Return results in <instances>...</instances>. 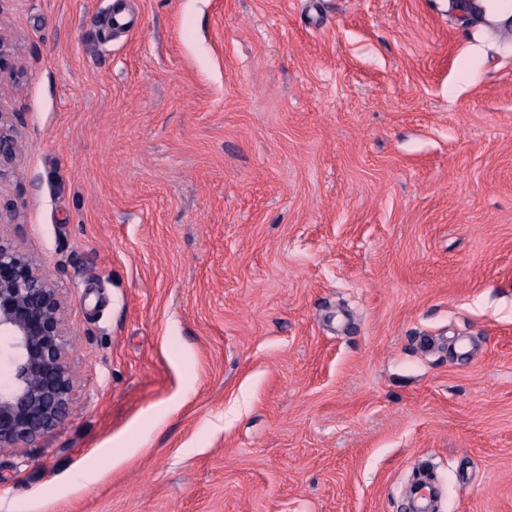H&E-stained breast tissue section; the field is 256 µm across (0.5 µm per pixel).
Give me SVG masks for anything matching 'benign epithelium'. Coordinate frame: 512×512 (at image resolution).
<instances>
[{"label": "benign epithelium", "instance_id": "7a95c632", "mask_svg": "<svg viewBox=\"0 0 512 512\" xmlns=\"http://www.w3.org/2000/svg\"><path fill=\"white\" fill-rule=\"evenodd\" d=\"M15 129L0 113V162L15 151ZM0 208V452L32 445L69 416L78 397L62 318L67 300L35 258L1 227Z\"/></svg>", "mask_w": 512, "mask_h": 512}]
</instances>
